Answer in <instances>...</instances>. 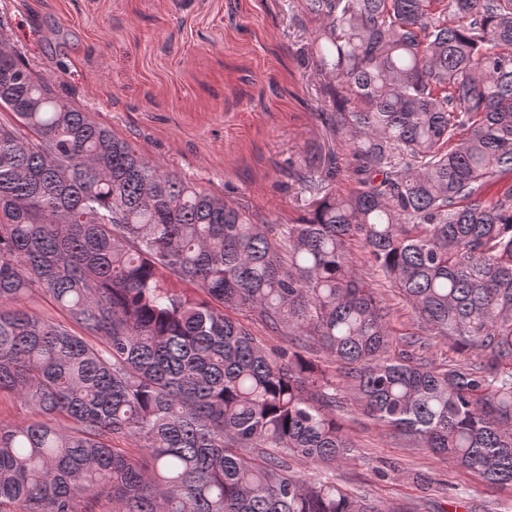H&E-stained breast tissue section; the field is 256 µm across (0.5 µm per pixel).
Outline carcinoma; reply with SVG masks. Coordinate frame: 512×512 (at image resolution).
<instances>
[{
	"label": "carcinoma",
	"instance_id": "obj_1",
	"mask_svg": "<svg viewBox=\"0 0 512 512\" xmlns=\"http://www.w3.org/2000/svg\"><path fill=\"white\" fill-rule=\"evenodd\" d=\"M298 6L344 162L288 163L312 196L292 222L198 188L0 48V103L21 102L0 122V392L39 416L0 420V512H398L290 466L353 456L338 369L378 426L512 486V0ZM35 291L65 321L24 310ZM381 291L383 297H385L386 301L391 305V311L393 313L390 316V320L392 326L402 333L416 332L424 335L420 329H417V326L412 324L415 318L412 316L411 308L407 306L405 302L401 301L390 288H381Z\"/></svg>",
	"mask_w": 512,
	"mask_h": 512
}]
</instances>
